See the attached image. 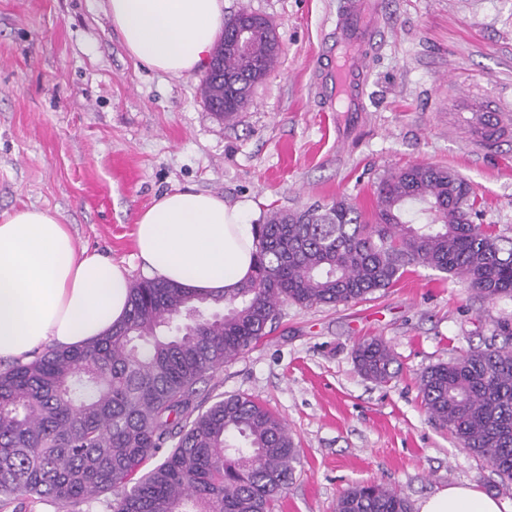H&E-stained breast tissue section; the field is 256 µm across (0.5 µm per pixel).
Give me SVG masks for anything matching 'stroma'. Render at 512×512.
Wrapping results in <instances>:
<instances>
[{
    "instance_id": "35a3bbf8",
    "label": "stroma",
    "mask_w": 512,
    "mask_h": 512,
    "mask_svg": "<svg viewBox=\"0 0 512 512\" xmlns=\"http://www.w3.org/2000/svg\"><path fill=\"white\" fill-rule=\"evenodd\" d=\"M343 0H224L266 17L282 47L251 103L210 112L203 74L177 78L133 59L106 0H0V212L34 205L77 247L141 279L134 223L174 189L275 209L340 197L372 209L387 174L451 168L512 236V0H379L364 94L341 112L332 32ZM501 128L484 146L482 113ZM512 300H487L424 268L373 298L305 308L282 302L270 333L199 386V399L250 396L282 417L299 460L276 512H334L357 483L409 504L468 484L512 508V482L459 448L421 405L429 366L491 340ZM379 336L396 378L365 379L354 345Z\"/></svg>"
}]
</instances>
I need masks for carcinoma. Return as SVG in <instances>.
<instances>
[{
	"label": "carcinoma",
	"instance_id": "carcinoma-1",
	"mask_svg": "<svg viewBox=\"0 0 512 512\" xmlns=\"http://www.w3.org/2000/svg\"><path fill=\"white\" fill-rule=\"evenodd\" d=\"M224 19V76L236 78L224 118L242 111L280 49L273 24ZM483 142L498 134L481 117ZM483 201L447 167L413 165L384 178L372 211L341 197L304 210H272L256 226L257 268L230 298L141 280L127 319L74 350L49 348L0 369V504L50 499L65 510L103 500L111 512H274L298 451L282 419L254 399L197 401V385L266 335L279 303L304 307L365 300L411 267L466 282L489 300L512 298V237L483 223ZM505 345L471 349L421 375L430 417L459 447L512 480V320ZM359 372L394 378L379 337L353 351ZM170 445L157 458L164 445ZM115 499H110V496ZM336 512H410L396 491L355 485Z\"/></svg>",
	"mask_w": 512,
	"mask_h": 512
}]
</instances>
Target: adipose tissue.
Returning a JSON list of instances; mask_svg holds the SVG:
<instances>
[{"label":"adipose tissue","instance_id":"adipose-tissue-1","mask_svg":"<svg viewBox=\"0 0 512 512\" xmlns=\"http://www.w3.org/2000/svg\"><path fill=\"white\" fill-rule=\"evenodd\" d=\"M128 53L150 68L188 77L207 64L224 28V0H107ZM247 204L174 190L139 213L137 255L148 275L204 295L232 296L254 273ZM129 269L77 248L66 224L26 207L0 213V360L43 347H80L110 333L128 310ZM417 512H504L467 485L424 497Z\"/></svg>","mask_w":512,"mask_h":512}]
</instances>
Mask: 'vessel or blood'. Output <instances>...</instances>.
Instances as JSON below:
<instances>
[{"label":"vessel or blood","instance_id":"vessel-or-blood-1","mask_svg":"<svg viewBox=\"0 0 512 512\" xmlns=\"http://www.w3.org/2000/svg\"><path fill=\"white\" fill-rule=\"evenodd\" d=\"M376 25L377 0H345L333 33L337 100H357L366 67L363 45L374 34Z\"/></svg>","mask_w":512,"mask_h":512}]
</instances>
